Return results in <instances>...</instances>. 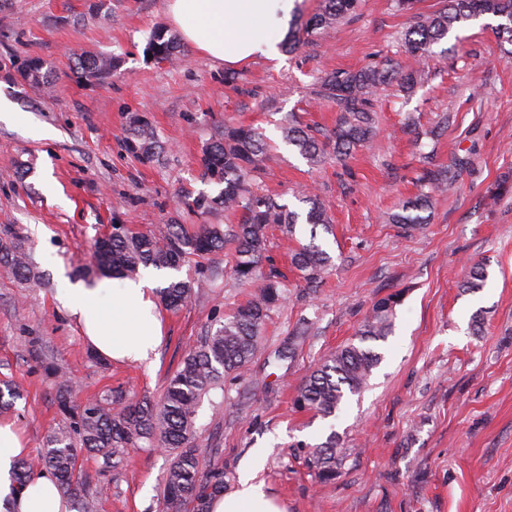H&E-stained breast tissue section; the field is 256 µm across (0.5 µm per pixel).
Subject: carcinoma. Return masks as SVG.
I'll return each mask as SVG.
<instances>
[{"instance_id":"obj_1","label":"carcinoma","mask_w":512,"mask_h":512,"mask_svg":"<svg viewBox=\"0 0 512 512\" xmlns=\"http://www.w3.org/2000/svg\"><path fill=\"white\" fill-rule=\"evenodd\" d=\"M358 0H324L321 12L289 31L288 49L295 50L313 40L323 30L352 13ZM416 0H396L397 7L413 12L412 24L401 38L405 53L417 62L434 54L438 45L457 27L477 17L491 14L500 18L496 34L500 44L512 46V0H444V6L431 15L414 12ZM147 51L153 58L170 61L177 55V39L163 30L150 37ZM77 78L85 82L112 77L117 71L115 60L103 55H82L77 59ZM22 81L32 88L49 85L44 62L26 60L17 67ZM422 70L403 71L389 60L353 72H336L323 78L318 94L336 102L339 114L331 139L319 140L295 124L284 128L288 145L297 149L310 164L317 165L329 156L343 160L354 150L365 147L374 133L373 105L379 89L395 81L411 90L422 80ZM131 152L150 161L159 148L155 131L145 121H136L128 142ZM268 144L258 127L224 124L219 137L205 143L200 163L203 177L221 186L218 194H198L192 207L206 213L222 207L240 214L235 224L219 226L201 224L193 231L183 224H164L146 231H135L126 224L112 225L102 244H94L93 264L77 270L80 277L91 274L135 278L141 271L173 269L192 262L197 277L172 280L160 289L161 302L170 310L186 303L194 291L214 283L219 271L207 263L209 256L235 244L233 273L257 292L234 314L202 337L189 349L177 369L166 379L162 398L158 401L143 396L130 397L126 391L108 389L85 401H76L78 388L65 379L59 382L58 410L62 425L43 439L41 452L32 459H21L14 468L19 483L50 472L63 496L73 501L75 512H96L95 500L83 493L82 463L79 451L96 460L101 474L117 470L131 448H165L172 459L164 476L161 512H184L194 503L196 512H209L210 500L224 491V471L207 465L195 440V417L199 402L212 391L224 389V378L239 373L261 346L262 334L270 309L285 299L280 282L264 269L266 229L279 224L293 236L300 218L310 226V239L298 243L292 253V264L300 272L304 288L310 292L322 281L331 266V256L316 243L317 229L329 231L325 210L313 195L303 197L309 205L306 215L290 211L277 201L254 195L250 182L263 171ZM424 163L420 177L422 190L405 202L401 211L387 221L406 231L418 230L427 223L421 213L430 209L432 193L449 186L453 177L442 168H432L433 155L421 156ZM0 266L17 281L34 283L40 274L32 259V247L22 233L5 226L0 231ZM487 264L472 265L470 276L462 285L466 291L482 290L488 279ZM401 295L390 294L374 302L361 325L360 341H385L391 334L395 307ZM308 327L296 330L288 344L273 354L281 361L292 357L294 346L306 335ZM382 360V354L371 347L349 344L320 363L306 378L294 396V407L311 411L322 418L336 416L345 393L360 392ZM309 462L324 480L336 478L339 464L336 433L313 446Z\"/></svg>"}]
</instances>
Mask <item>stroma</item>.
<instances>
[{"label":"stroma","instance_id":"stroma-1","mask_svg":"<svg viewBox=\"0 0 512 512\" xmlns=\"http://www.w3.org/2000/svg\"><path fill=\"white\" fill-rule=\"evenodd\" d=\"M410 23L394 0H360L354 14L299 50L229 67L185 43L174 61L147 56L151 33L174 29L165 0H0V97L9 103L0 115V227L31 239L43 274L29 286L0 268V383L22 393L9 417L30 454L61 421L56 381L28 355L31 342L83 395L123 385L156 399L186 351L254 295L234 279L235 249L225 246L211 257L223 279L164 311L165 338L151 367L90 361L79 326L55 299L61 276L90 265L95 239L113 225L236 223L223 209L201 214L188 205L199 192L218 193L198 160L230 121L263 128L270 141L259 194L300 212L308 193L325 206L333 231L317 241L334 267L306 293L291 264L298 242L309 239L305 225L292 238L268 228L265 265L288 299L270 312L261 352L197 412L199 451L223 469L225 492L261 448L259 477L286 512H512V61L496 19L449 34L414 92L383 88L372 143L345 162L310 166L281 136L288 117L326 132L335 126L336 103L316 93L325 74L387 57L412 66L399 41ZM81 53L116 57V75L80 81L73 65ZM30 58L45 62L47 92L18 77L17 65ZM444 118V136L418 147L417 133ZM136 119L157 132L153 161L126 148ZM424 149L440 167L457 153L469 163L448 191L435 193L425 230L407 235L386 218L417 194ZM477 261L488 265L486 285L463 292ZM393 293L402 301L390 336L375 345L383 359L368 387L334 417L296 411L295 391L311 368L358 343L374 302ZM479 309L486 322L477 333L471 317ZM303 322L309 334L292 359L268 366ZM332 431L344 459L325 481L306 449ZM168 464V453L153 448L131 450L105 475L87 459L85 489L97 512H158Z\"/></svg>","mask_w":512,"mask_h":512}]
</instances>
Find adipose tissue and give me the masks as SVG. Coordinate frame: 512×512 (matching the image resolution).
<instances>
[{"label": "adipose tissue", "instance_id": "adipose-tissue-1", "mask_svg": "<svg viewBox=\"0 0 512 512\" xmlns=\"http://www.w3.org/2000/svg\"><path fill=\"white\" fill-rule=\"evenodd\" d=\"M296 8V0H167L169 16L183 40L230 66L257 58L278 59ZM157 286L150 271L119 288L108 277L91 283L79 280L61 289L57 300L99 354L150 365L163 339ZM27 452L14 421L0 419V512H69L50 473L22 486L14 483L13 462ZM210 512L282 510L251 470L240 476L234 492L212 500Z\"/></svg>", "mask_w": 512, "mask_h": 512}]
</instances>
